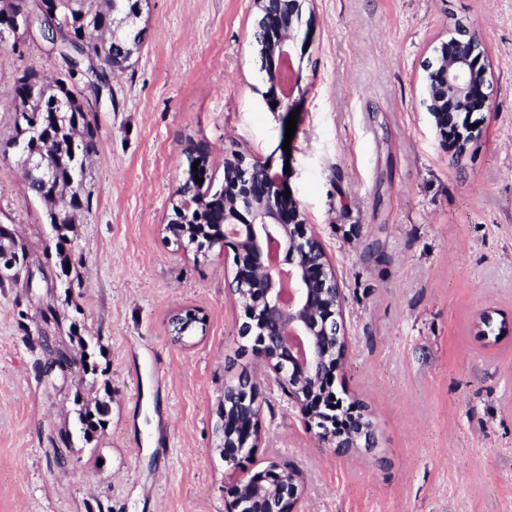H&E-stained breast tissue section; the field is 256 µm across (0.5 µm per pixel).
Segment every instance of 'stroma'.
I'll return each mask as SVG.
<instances>
[{
  "label": "stroma",
  "instance_id": "35a3bbf8",
  "mask_svg": "<svg viewBox=\"0 0 512 512\" xmlns=\"http://www.w3.org/2000/svg\"><path fill=\"white\" fill-rule=\"evenodd\" d=\"M301 7L296 30L314 35L287 163L344 296L334 387L373 422L375 447L334 451L275 390L259 447L225 463L224 386L264 368L238 334L233 251L181 247L165 227L189 145L217 186L234 152L277 170L287 118L263 104L254 0H148L139 54L102 78L93 193L74 226L73 299L106 350L108 423L98 441L53 447L74 396L103 391L39 373L47 353L27 337L57 299L50 279L0 291V512H227L230 489L275 463L296 474L292 512H512V0ZM459 27L486 50L494 109L472 116L456 158L422 99L427 63ZM31 68L66 64L37 39L0 70V224L38 260L51 227L8 146L15 77ZM190 309L206 329L176 341L169 320Z\"/></svg>",
  "mask_w": 512,
  "mask_h": 512
}]
</instances>
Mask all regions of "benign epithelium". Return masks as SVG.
Listing matches in <instances>:
<instances>
[{
  "instance_id": "7a95c632",
  "label": "benign epithelium",
  "mask_w": 512,
  "mask_h": 512,
  "mask_svg": "<svg viewBox=\"0 0 512 512\" xmlns=\"http://www.w3.org/2000/svg\"><path fill=\"white\" fill-rule=\"evenodd\" d=\"M261 13L262 38L267 58L266 76L269 89L267 105L275 111L291 114L299 101L283 99V63L293 64L294 22L301 12L299 0H255ZM58 18L44 20L23 9L12 28L17 50L28 38L42 35L51 39ZM441 70L427 74L423 105L431 117L440 145L458 154L463 139L456 135L458 117L469 118L475 112L493 110L487 92L488 66L482 43L466 31L451 37L440 47ZM224 201L216 218V240L235 251V278L243 288L253 290L247 303L248 320L242 323V335L257 333L252 347L254 356L275 374V381L285 383L284 370L291 367L323 386L320 399L314 401L303 391L290 393L294 402L311 418L320 422L318 438L342 452L327 401L334 395L331 380L336 365L329 364L331 354H344L342 324L343 301L332 297L338 292L336 275L325 257L318 256L320 243L307 235L306 218L294 193H286L290 184L286 176L272 171L266 164L252 163L234 154L225 158ZM23 273L32 282L30 260H11L0 265V277ZM240 403L251 407L248 421L241 431L229 432L223 441L224 460H236L247 449L257 446L260 433L262 392L260 383L243 373L234 387ZM295 475L288 466L270 473L267 481L245 477L238 484L232 507L242 512L243 497L259 505L258 512H290V500L296 495Z\"/></svg>"
}]
</instances>
